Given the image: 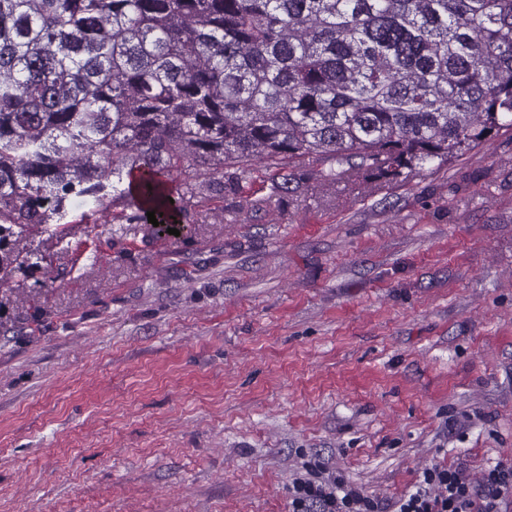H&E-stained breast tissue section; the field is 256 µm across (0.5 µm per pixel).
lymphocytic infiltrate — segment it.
I'll list each match as a JSON object with an SVG mask.
<instances>
[{
    "mask_svg": "<svg viewBox=\"0 0 512 512\" xmlns=\"http://www.w3.org/2000/svg\"><path fill=\"white\" fill-rule=\"evenodd\" d=\"M290 492L289 512H512V461L476 479L463 464H431L414 492L390 502L348 485L316 457L294 474Z\"/></svg>",
    "mask_w": 512,
    "mask_h": 512,
    "instance_id": "lymphocytic-infiltrate-1",
    "label": "lymphocytic infiltrate"
}]
</instances>
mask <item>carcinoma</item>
<instances>
[{"instance_id":"cac0c4a2","label":"carcinoma","mask_w":512,"mask_h":512,"mask_svg":"<svg viewBox=\"0 0 512 512\" xmlns=\"http://www.w3.org/2000/svg\"><path fill=\"white\" fill-rule=\"evenodd\" d=\"M505 126L512 0H0V283L73 199L177 229L228 168L397 179Z\"/></svg>"}]
</instances>
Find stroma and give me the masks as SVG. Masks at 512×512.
Here are the masks:
<instances>
[{
	"label": "stroma",
	"mask_w": 512,
	"mask_h": 512,
	"mask_svg": "<svg viewBox=\"0 0 512 512\" xmlns=\"http://www.w3.org/2000/svg\"><path fill=\"white\" fill-rule=\"evenodd\" d=\"M235 169L179 236L76 225L0 287V512H288L512 459V128L439 167Z\"/></svg>",
	"instance_id": "35a3bbf8"
}]
</instances>
